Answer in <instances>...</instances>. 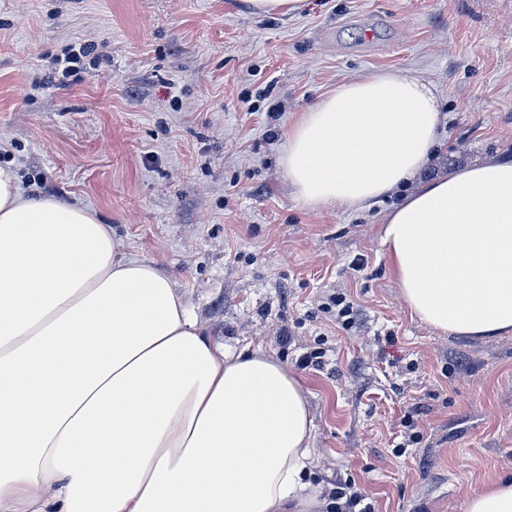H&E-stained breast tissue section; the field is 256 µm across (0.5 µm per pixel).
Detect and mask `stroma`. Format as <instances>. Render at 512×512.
Wrapping results in <instances>:
<instances>
[{"instance_id": "1", "label": "stroma", "mask_w": 512, "mask_h": 512, "mask_svg": "<svg viewBox=\"0 0 512 512\" xmlns=\"http://www.w3.org/2000/svg\"><path fill=\"white\" fill-rule=\"evenodd\" d=\"M69 45L94 49L79 80L44 87ZM381 70L439 97L422 179L512 157V0H306L266 16L242 0H0V165L25 193L98 211L215 341L298 371L309 480L354 486L373 512H461L512 471V335L445 336L411 316L379 241L400 194L312 211L279 165L299 112ZM333 294L351 327L324 309ZM311 351L321 366L299 370Z\"/></svg>"}]
</instances>
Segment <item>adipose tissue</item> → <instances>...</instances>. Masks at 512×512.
Segmentation results:
<instances>
[{
	"mask_svg": "<svg viewBox=\"0 0 512 512\" xmlns=\"http://www.w3.org/2000/svg\"><path fill=\"white\" fill-rule=\"evenodd\" d=\"M441 121L430 85L379 71L301 112L279 163L311 210L416 181L381 236L408 310L445 335L507 336L512 159L420 181ZM312 442L286 366L205 335L98 212L24 194L0 166V512H324L303 479ZM462 510L512 512V472Z\"/></svg>",
	"mask_w": 512,
	"mask_h": 512,
	"instance_id": "adipose-tissue-1",
	"label": "adipose tissue"
}]
</instances>
